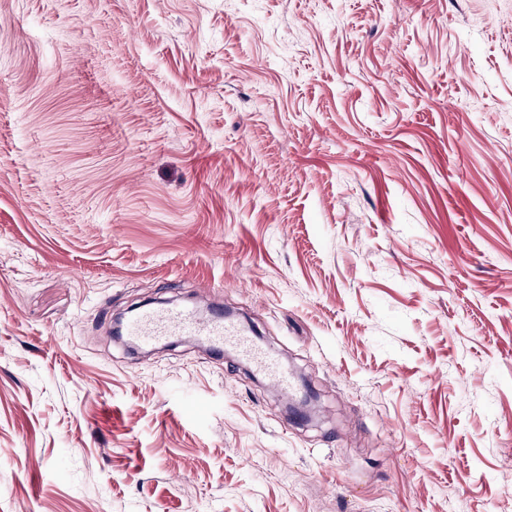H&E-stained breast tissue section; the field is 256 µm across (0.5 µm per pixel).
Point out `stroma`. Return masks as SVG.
<instances>
[{"label":"stroma","mask_w":512,"mask_h":512,"mask_svg":"<svg viewBox=\"0 0 512 512\" xmlns=\"http://www.w3.org/2000/svg\"><path fill=\"white\" fill-rule=\"evenodd\" d=\"M0 512H512V0H0ZM125 332L131 342L144 346L164 343L174 336H194L216 352L231 347L252 362L273 386L287 393L292 391L291 378L279 368L276 360L257 347L226 315L201 318L186 307H148L128 321Z\"/></svg>","instance_id":"1"}]
</instances>
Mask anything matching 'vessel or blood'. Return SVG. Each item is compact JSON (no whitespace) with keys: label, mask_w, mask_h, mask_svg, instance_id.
<instances>
[{"label":"vessel or blood","mask_w":512,"mask_h":512,"mask_svg":"<svg viewBox=\"0 0 512 512\" xmlns=\"http://www.w3.org/2000/svg\"><path fill=\"white\" fill-rule=\"evenodd\" d=\"M125 332L131 342L144 346L163 343L174 336H193L217 352L230 347L252 362L273 386L285 392L293 388L291 378L276 360L257 347L229 317L203 318L181 306L148 307L128 321Z\"/></svg>","instance_id":"vessel-or-blood-1"}]
</instances>
